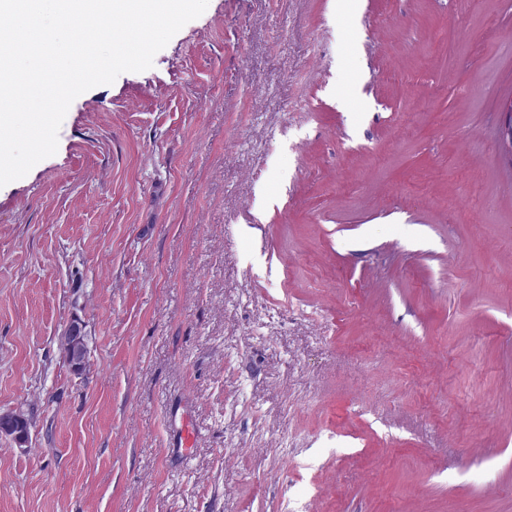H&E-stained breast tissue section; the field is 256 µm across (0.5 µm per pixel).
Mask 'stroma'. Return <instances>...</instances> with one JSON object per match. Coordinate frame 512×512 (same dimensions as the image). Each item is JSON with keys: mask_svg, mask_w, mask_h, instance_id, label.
<instances>
[{"mask_svg": "<svg viewBox=\"0 0 512 512\" xmlns=\"http://www.w3.org/2000/svg\"><path fill=\"white\" fill-rule=\"evenodd\" d=\"M511 96L512 0H209L79 95L0 187V512H512ZM75 330L72 332L70 336V340L66 344V351L65 355L66 357L71 361L73 364V367L76 369H82L84 367V364L86 362V365H88L87 360V354H88V340L87 336L85 338L86 345H85V356H84V336L80 332L81 325L80 323L76 322L72 326ZM87 367H84L82 371H74L77 374H82L86 372ZM30 419L20 412H10L0 415V434L8 436L22 450L29 444ZM172 428H176L177 440L174 444L178 448V452L185 458L191 452V448L195 443L196 430L191 425L190 419L187 416L180 417L177 421V413L171 416Z\"/></svg>", "mask_w": 512, "mask_h": 512, "instance_id": "obj_1", "label": "stroma"}]
</instances>
